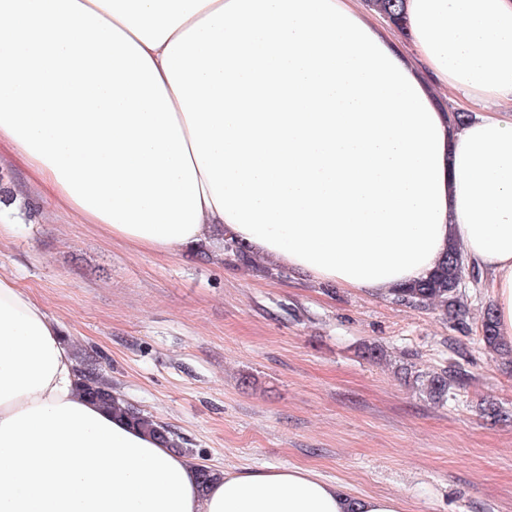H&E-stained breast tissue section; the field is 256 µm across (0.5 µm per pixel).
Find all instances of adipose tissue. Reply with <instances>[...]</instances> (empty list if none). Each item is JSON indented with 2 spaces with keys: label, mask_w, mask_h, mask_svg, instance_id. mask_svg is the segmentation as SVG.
I'll list each match as a JSON object with an SVG mask.
<instances>
[{
  "label": "adipose tissue",
  "mask_w": 512,
  "mask_h": 512,
  "mask_svg": "<svg viewBox=\"0 0 512 512\" xmlns=\"http://www.w3.org/2000/svg\"><path fill=\"white\" fill-rule=\"evenodd\" d=\"M0 0V145L136 248L258 256L389 296L458 245L512 340V0ZM471 116L451 125L439 96ZM0 276V512H402L300 467L217 472L80 391Z\"/></svg>",
  "instance_id": "adipose-tissue-1"
}]
</instances>
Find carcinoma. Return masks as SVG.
<instances>
[{"label":"carcinoma","instance_id":"obj_1","mask_svg":"<svg viewBox=\"0 0 512 512\" xmlns=\"http://www.w3.org/2000/svg\"><path fill=\"white\" fill-rule=\"evenodd\" d=\"M379 7L392 25L404 28L405 15L403 0H370ZM224 251L232 254L236 260L248 265L252 262L248 250L233 238L224 239ZM466 277V265L457 248L451 247L437 265L434 272L425 280L416 282L394 293L399 302L422 309L442 308L445 314L461 320L466 316L459 302V286ZM481 341L485 349L497 352L500 349V337L497 333V322L494 311L486 309L481 320ZM80 388L89 399L103 407L126 417L134 427L167 443L170 447L183 452V442L168 426L158 421L150 413L128 403L107 382L101 368L97 364L81 359L78 361ZM415 382L436 402L448 401V375L446 374H415Z\"/></svg>","mask_w":512,"mask_h":512}]
</instances>
